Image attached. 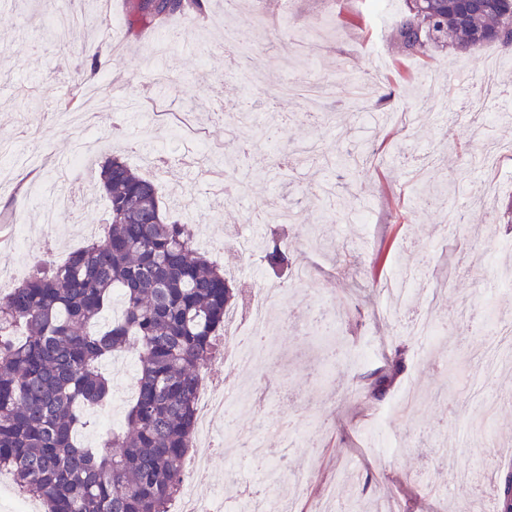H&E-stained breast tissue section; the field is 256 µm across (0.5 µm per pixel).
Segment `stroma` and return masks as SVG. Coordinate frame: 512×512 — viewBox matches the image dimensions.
<instances>
[{
    "mask_svg": "<svg viewBox=\"0 0 512 512\" xmlns=\"http://www.w3.org/2000/svg\"><path fill=\"white\" fill-rule=\"evenodd\" d=\"M365 7L288 0L280 14L269 0H239L228 12L224 0H204L202 15L169 21L174 42L129 33L127 0H112V46L104 51L111 81L90 78L82 106L104 138L95 158L131 145L129 163L158 185L169 219L188 223L232 276L238 323H247L265 284L289 277L240 252V237L269 236L272 212L286 208L322 238L290 250V269L304 266L311 276L290 289L268 338L271 359L254 377L269 396L230 416L236 434L283 451L287 475L256 483L255 462L233 448L210 453L199 471L185 458L218 512L255 496L322 512L327 486L336 512H496L491 482L512 468V358L487 365L493 327L484 319L494 306L512 323V157L494 175L503 183L494 195L485 192L494 176L472 166L488 141L512 144V95L493 99L479 117L468 109L488 57L508 59L502 80L512 82V50L433 47L411 57L393 22ZM74 9L84 22L61 48L46 36L41 0H0V138L12 142L0 163L14 170L0 191V265L18 266L22 278L37 254L9 251L13 225L36 241L65 232L52 249L61 261L86 243V225L108 217L105 197L77 169L65 187L79 194L77 209L47 228L40 215L57 189L31 167L33 152L67 158L84 135L57 110L83 66L84 45L97 38L96 0H75ZM228 22L254 37L262 83L227 68ZM286 27L317 38L313 65L293 55ZM308 72L332 91L316 119L307 96L277 93ZM362 85L371 88L360 108L376 141L354 173L338 157L355 139L348 104ZM245 106L258 121L238 122ZM443 185L445 206L416 205L415 191ZM417 257L426 260L424 274L392 309L380 283ZM418 313L434 317L438 339L403 336ZM399 346L407 349L404 370L374 399L362 378ZM300 480L309 487L301 499Z\"/></svg>",
    "mask_w": 512,
    "mask_h": 512,
    "instance_id": "obj_1",
    "label": "stroma"
}]
</instances>
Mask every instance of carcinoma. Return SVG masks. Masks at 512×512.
I'll use <instances>...</instances> for the list:
<instances>
[{
  "label": "carcinoma",
  "mask_w": 512,
  "mask_h": 512,
  "mask_svg": "<svg viewBox=\"0 0 512 512\" xmlns=\"http://www.w3.org/2000/svg\"><path fill=\"white\" fill-rule=\"evenodd\" d=\"M130 29H162L173 16L203 12V0H128ZM405 0L396 38L412 56L429 50L435 29L461 51L508 45L512 0H484L475 13L463 0ZM85 51L92 74L102 71L112 29L98 26ZM81 75L58 111L81 110ZM100 183L110 222L103 236L64 261H47L0 294V471L46 506L44 512H168L185 481L192 447L200 370L220 351L235 293L224 269L194 246L185 224L168 220L157 185L125 158L102 165ZM274 270L288 264V241L262 242ZM120 291L123 315L103 323ZM138 354L136 395L122 428L87 448L76 432L83 412L106 405L112 383L102 365L122 351ZM403 368L402 350L365 376L371 394L386 396ZM497 486L499 512H512Z\"/></svg>",
  "instance_id": "carcinoma-1"
}]
</instances>
